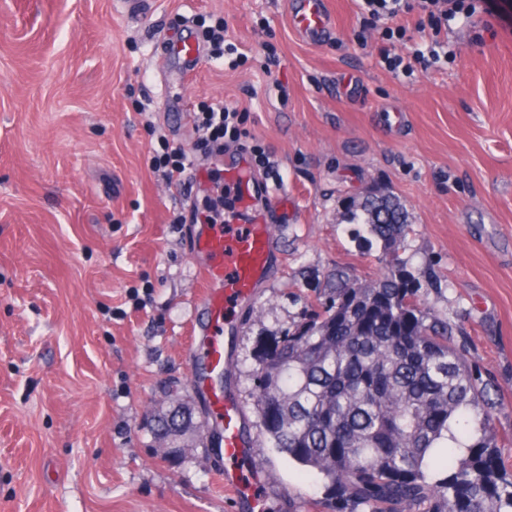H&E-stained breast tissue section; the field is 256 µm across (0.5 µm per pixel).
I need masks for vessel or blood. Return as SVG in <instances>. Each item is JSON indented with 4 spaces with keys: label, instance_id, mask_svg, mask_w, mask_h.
I'll return each instance as SVG.
<instances>
[{
    "label": "vessel or blood",
    "instance_id": "1",
    "mask_svg": "<svg viewBox=\"0 0 512 512\" xmlns=\"http://www.w3.org/2000/svg\"><path fill=\"white\" fill-rule=\"evenodd\" d=\"M293 23L309 38L325 33L328 17L324 0H300L293 12ZM164 53L188 76L195 72L202 50L196 37L186 31L167 42ZM228 173L229 186L249 222L234 237L225 234L223 225H208L206 233L193 243L194 255L205 262L201 273L207 284L209 322L201 333L197 351L203 368L194 382L224 427V486L236 501L246 503L252 499L243 468L249 448L243 428L246 411L230 393L216 387L214 378L227 368L235 330L234 323L225 320L224 312L228 303L254 300L274 256V236L259 206L267 190L255 181L245 159H238Z\"/></svg>",
    "mask_w": 512,
    "mask_h": 512
}]
</instances>
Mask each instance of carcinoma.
<instances>
[{"label":"carcinoma","mask_w":512,"mask_h":512,"mask_svg":"<svg viewBox=\"0 0 512 512\" xmlns=\"http://www.w3.org/2000/svg\"><path fill=\"white\" fill-rule=\"evenodd\" d=\"M380 270L344 269L257 355L252 396L271 447L323 479L327 512H512L487 384L420 298L398 253L407 212L391 196L350 210ZM182 406L157 422L179 453Z\"/></svg>","instance_id":"cac0c4a2"}]
</instances>
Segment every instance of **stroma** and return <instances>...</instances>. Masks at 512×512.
Listing matches in <instances>:
<instances>
[{
	"instance_id": "obj_1",
	"label": "stroma",
	"mask_w": 512,
	"mask_h": 512,
	"mask_svg": "<svg viewBox=\"0 0 512 512\" xmlns=\"http://www.w3.org/2000/svg\"><path fill=\"white\" fill-rule=\"evenodd\" d=\"M301 35L290 0H0V512H238L223 430L192 385L205 286L193 179L152 169L163 142L192 149L191 115L242 105L243 144L275 167L264 206L279 253L236 308L229 391L251 407L260 343L299 320L346 267L378 273L351 205L397 197L399 254L497 402L512 471V0L448 24V56L391 73L359 45L355 0ZM225 23L192 77L159 59L184 20ZM188 405L169 454L155 416ZM249 467L273 512H320L319 477L251 428Z\"/></svg>"
}]
</instances>
